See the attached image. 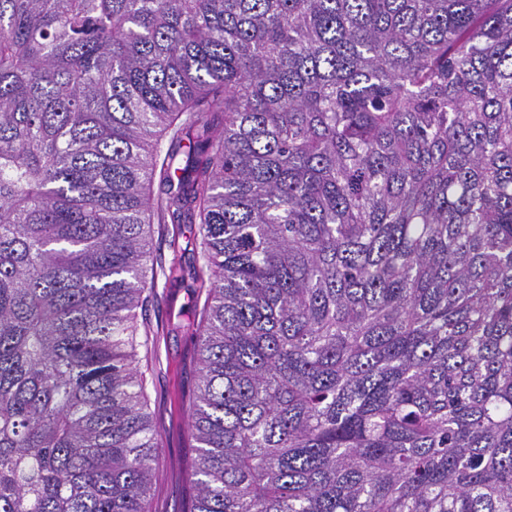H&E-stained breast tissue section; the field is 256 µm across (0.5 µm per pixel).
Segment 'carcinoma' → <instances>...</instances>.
<instances>
[{
  "label": "carcinoma",
  "instance_id": "obj_1",
  "mask_svg": "<svg viewBox=\"0 0 512 512\" xmlns=\"http://www.w3.org/2000/svg\"><path fill=\"white\" fill-rule=\"evenodd\" d=\"M169 223L190 512H512V0H0V512H151ZM164 225L165 230L153 226L157 263L144 293L148 302L137 310L139 321L146 318L155 331L138 348V367L161 448L153 477L152 512H184L193 493L188 473L195 442L187 426L198 370L193 322L203 298L197 299L198 288L187 275L183 277L182 268L195 263L200 248L198 225Z\"/></svg>",
  "mask_w": 512,
  "mask_h": 512
}]
</instances>
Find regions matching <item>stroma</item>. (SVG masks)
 <instances>
[{
	"label": "stroma",
	"mask_w": 512,
	"mask_h": 512,
	"mask_svg": "<svg viewBox=\"0 0 512 512\" xmlns=\"http://www.w3.org/2000/svg\"><path fill=\"white\" fill-rule=\"evenodd\" d=\"M197 231L194 224L155 226L157 261L146 291L148 301L138 312L154 329L138 353L161 448L153 477L152 512H184L193 493L188 473L194 442L187 416L198 370L193 322L202 302L183 271L195 262Z\"/></svg>",
	"instance_id": "obj_1"
}]
</instances>
